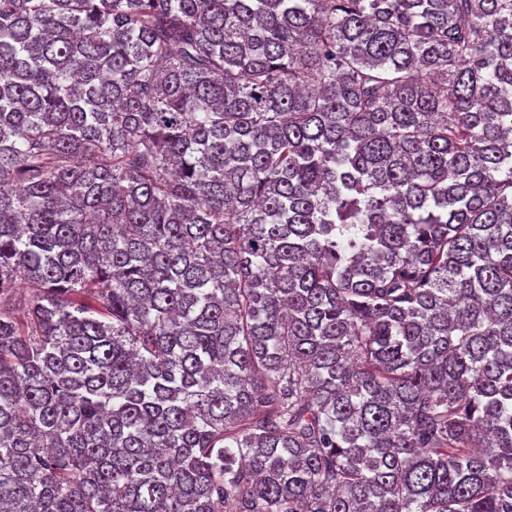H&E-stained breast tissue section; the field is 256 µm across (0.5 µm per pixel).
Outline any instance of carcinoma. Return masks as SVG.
Listing matches in <instances>:
<instances>
[{
	"mask_svg": "<svg viewBox=\"0 0 512 512\" xmlns=\"http://www.w3.org/2000/svg\"><path fill=\"white\" fill-rule=\"evenodd\" d=\"M0 512H512V0H0Z\"/></svg>",
	"mask_w": 512,
	"mask_h": 512,
	"instance_id": "1",
	"label": "carcinoma"
}]
</instances>
